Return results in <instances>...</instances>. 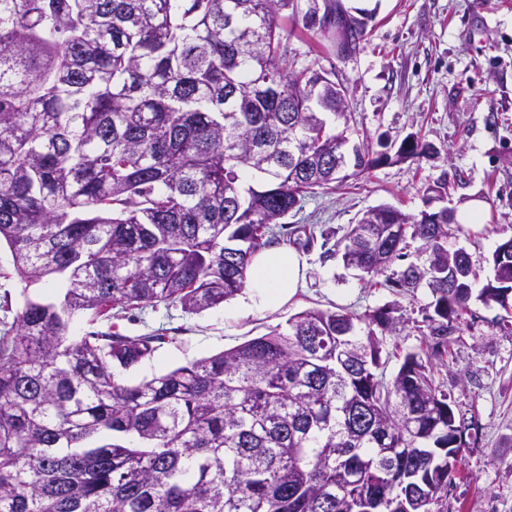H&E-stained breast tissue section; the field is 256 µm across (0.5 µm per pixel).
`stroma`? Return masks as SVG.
<instances>
[{
    "label": "stroma",
    "instance_id": "obj_1",
    "mask_svg": "<svg viewBox=\"0 0 512 512\" xmlns=\"http://www.w3.org/2000/svg\"><path fill=\"white\" fill-rule=\"evenodd\" d=\"M354 17L365 19L356 50L336 51V35L307 29L301 0L292 25L287 63L333 73L347 90L351 143L380 152L382 142L400 144L416 133L430 145L420 158L385 163L350 178L335 189L305 197L299 211L276 228L280 245L298 250L309 266L306 284L274 312L240 310L239 299L200 314L165 304L113 310L114 332L140 336L153 331L169 341L135 371L139 381L187 361L233 348L285 324L308 308L344 309L357 315L392 306L399 320L384 338L392 357L384 367L393 378L404 355L429 341L428 288L409 292L392 282L411 264L424 265L420 242L372 286L341 258H324V240H339L348 225L371 207L389 204L411 216L442 204L458 208L477 200L482 223L452 231L445 246L464 249L480 291L492 275V253L512 237V0H340ZM447 183V201L431 188ZM316 229L306 241L302 226ZM24 287L12 272L8 249H0V327L12 323ZM447 353L432 361L434 376L447 394L457 421L470 437L461 472L433 512H512V319L494 305L471 300Z\"/></svg>",
    "mask_w": 512,
    "mask_h": 512
}]
</instances>
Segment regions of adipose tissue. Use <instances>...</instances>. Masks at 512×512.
<instances>
[{
    "label": "adipose tissue",
    "mask_w": 512,
    "mask_h": 512,
    "mask_svg": "<svg viewBox=\"0 0 512 512\" xmlns=\"http://www.w3.org/2000/svg\"><path fill=\"white\" fill-rule=\"evenodd\" d=\"M306 260L289 248H264L251 260L241 305L248 311L273 312L301 288L307 273Z\"/></svg>",
    "instance_id": "obj_1"
}]
</instances>
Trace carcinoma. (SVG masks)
Here are the masks:
<instances>
[{
  "instance_id": "cac0c4a2",
  "label": "carcinoma",
  "mask_w": 512,
  "mask_h": 512,
  "mask_svg": "<svg viewBox=\"0 0 512 512\" xmlns=\"http://www.w3.org/2000/svg\"><path fill=\"white\" fill-rule=\"evenodd\" d=\"M290 0H0V242L25 296L0 333V512H432L461 462L454 411L419 353L379 373L394 308L306 309L235 348L127 380L168 342L94 328L145 304L213 309L254 253L336 177L347 129L287 65ZM338 51L356 48L339 3ZM347 150V177L422 157ZM448 209L387 205L344 237L368 280L420 239L433 350L468 313ZM478 298L512 315V260ZM352 349L361 356L351 357Z\"/></svg>"
}]
</instances>
